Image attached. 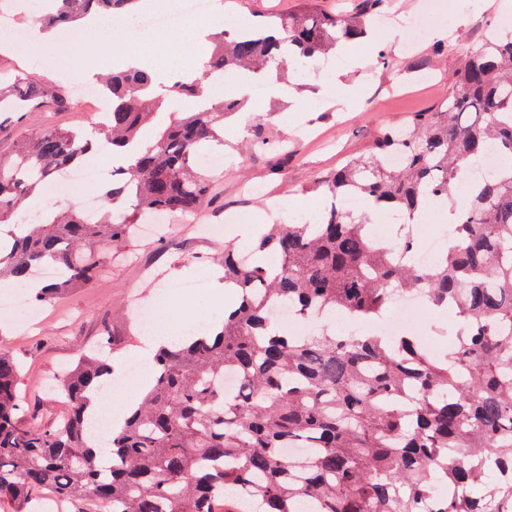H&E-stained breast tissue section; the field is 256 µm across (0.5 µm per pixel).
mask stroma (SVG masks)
I'll return each mask as SVG.
<instances>
[{
	"label": "stroma",
	"instance_id": "35a3bbf8",
	"mask_svg": "<svg viewBox=\"0 0 512 512\" xmlns=\"http://www.w3.org/2000/svg\"><path fill=\"white\" fill-rule=\"evenodd\" d=\"M221 2L225 18L245 21L272 12L291 13L302 5V0ZM510 12L512 0H467L462 14L433 27L412 53H405L393 31L384 28L379 37L349 44L340 55L341 66L319 62L302 77L301 92L279 96L265 83L256 93L232 88V97H246L249 116H265L271 139L287 142L288 156L274 151L240 152L247 126L237 115H230L224 121L220 148L228 164L211 204L197 214L195 223L175 222L161 238L138 230L127 253L107 260L102 276L91 287L66 294L56 306L46 308L35 325L0 321V348L22 364L25 420L46 426L66 411V399L55 378L80 354L104 343L118 359L138 347L145 334L137 315L140 305L163 308V324L174 331L195 319L223 318L224 305L215 299L212 288L183 296H166L162 290L172 281L211 276L225 242L241 249L251 247L252 239L239 235L241 225L253 224L261 230L268 224L291 221L294 201L315 209L324 207V199L309 192L310 183L347 157L359 155L383 127L402 124L410 111L440 103L462 57L480 45L495 19ZM437 43L442 46L438 52L433 49ZM382 51L388 59L384 66L378 63ZM422 56L428 59L427 72L437 92H427L414 83V67ZM90 119L81 107L69 112L47 109L21 120L1 114L0 152H9L38 125L73 129ZM249 184L264 186L266 196L247 198ZM456 329L454 312H434L425 318L423 340L442 357L453 350Z\"/></svg>",
	"mask_w": 512,
	"mask_h": 512
}]
</instances>
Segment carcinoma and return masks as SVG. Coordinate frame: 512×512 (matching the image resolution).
<instances>
[{
  "label": "carcinoma",
  "mask_w": 512,
  "mask_h": 512,
  "mask_svg": "<svg viewBox=\"0 0 512 512\" xmlns=\"http://www.w3.org/2000/svg\"><path fill=\"white\" fill-rule=\"evenodd\" d=\"M40 8L43 29L71 28L90 15H121L136 0H53ZM388 0H360L349 14L316 0L294 13L207 35L212 49L200 74L170 86L128 67L101 76L112 100L107 125L80 130L35 128L0 155V281L34 282L42 263L63 274L32 293L48 306L72 288L93 284L104 249L128 241L134 224L160 212L194 214L212 197L214 175L198 162L224 144V115L236 99L171 112L175 97L202 98L218 73L265 79L298 72L318 57L367 34ZM0 87V112L73 108L71 91L22 70ZM137 143L136 164L110 180V209L89 220L77 209L43 211L18 222L27 200L90 152ZM512 157V32L465 55L448 96L409 114L406 128L386 127L366 150L314 181L311 191L336 202L357 191L368 209H394L414 220L425 201L448 206L451 229L434 265L416 268L378 240L370 215L326 211L316 224H270L242 265L224 247V284L235 303L224 307L218 337L160 347L154 380L119 428L98 436L88 393L104 391L111 360L80 359L62 384L69 411L44 426L21 424V364L0 349V500L27 512L34 492L49 488L63 501L91 500L94 512H422L437 476L448 492L436 512H512V167L473 183L455 201L460 175L490 145ZM275 149L265 124L249 130L244 149ZM405 156L401 168L390 153ZM280 258L276 266L266 256ZM424 285L434 306H451L461 327L453 352L431 354L414 336H338L327 327L289 336L272 324L278 302L356 320L379 318L396 290ZM242 391L224 392V373ZM309 451L298 462L283 448Z\"/></svg>",
  "instance_id": "cac0c4a2"
}]
</instances>
